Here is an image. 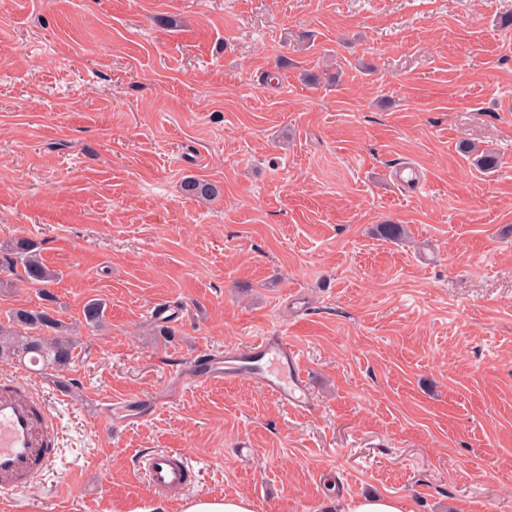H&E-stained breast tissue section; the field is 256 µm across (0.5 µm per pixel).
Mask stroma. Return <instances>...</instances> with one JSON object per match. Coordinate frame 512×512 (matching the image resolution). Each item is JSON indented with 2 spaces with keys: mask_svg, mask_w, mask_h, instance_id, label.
Returning a JSON list of instances; mask_svg holds the SVG:
<instances>
[{
  "mask_svg": "<svg viewBox=\"0 0 512 512\" xmlns=\"http://www.w3.org/2000/svg\"><path fill=\"white\" fill-rule=\"evenodd\" d=\"M19 238L77 348L30 379L58 459L16 512H180L135 474L157 448L256 512H512V0H0V244ZM268 334L311 411L245 378L175 389ZM343 512H412L399 498L371 495L351 500Z\"/></svg>",
  "mask_w": 512,
  "mask_h": 512,
  "instance_id": "obj_1",
  "label": "stroma"
}]
</instances>
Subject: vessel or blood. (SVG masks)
I'll list each match as a JSON object with an SVG mask.
<instances>
[{
	"instance_id": "1",
	"label": "vessel or blood",
	"mask_w": 512,
	"mask_h": 512,
	"mask_svg": "<svg viewBox=\"0 0 512 512\" xmlns=\"http://www.w3.org/2000/svg\"><path fill=\"white\" fill-rule=\"evenodd\" d=\"M210 364L209 381L241 378L292 410L307 409L311 398L300 369L301 357L286 337H260L251 345L218 357L204 353ZM55 422L39 410L23 378L0 383V512H10L11 496L22 489L38 469L49 468L56 458ZM136 467L157 493L186 491L194 485V468L180 450L167 448L142 454Z\"/></svg>"
}]
</instances>
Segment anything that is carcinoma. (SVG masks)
I'll return each mask as SVG.
<instances>
[{
    "label": "carcinoma",
    "mask_w": 512,
    "mask_h": 512,
    "mask_svg": "<svg viewBox=\"0 0 512 512\" xmlns=\"http://www.w3.org/2000/svg\"><path fill=\"white\" fill-rule=\"evenodd\" d=\"M185 190L193 196L213 197L219 194L217 186L188 180ZM9 273L24 282L44 286L55 279V273L41 264L37 258L36 244L21 238L11 244L10 251L0 259V285H6L9 279L1 277ZM8 320L12 324L0 323V361L22 359L31 356V361L40 362L51 369H64L74 359L75 342L65 334L64 326L47 310L12 311ZM24 327L28 332L22 334L16 327Z\"/></svg>",
    "instance_id": "cac0c4a2"
}]
</instances>
